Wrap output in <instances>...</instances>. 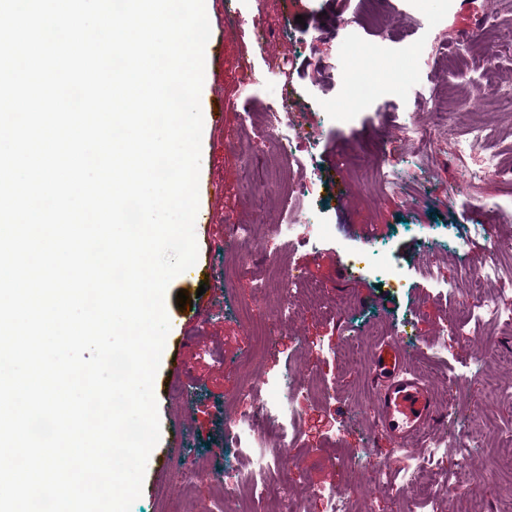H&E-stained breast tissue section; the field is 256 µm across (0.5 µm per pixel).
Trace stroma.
Returning a JSON list of instances; mask_svg holds the SVG:
<instances>
[{
  "mask_svg": "<svg viewBox=\"0 0 512 512\" xmlns=\"http://www.w3.org/2000/svg\"><path fill=\"white\" fill-rule=\"evenodd\" d=\"M376 7L389 27L371 20L365 0H236L245 35L231 46L222 39V0L207 2L205 60L221 57L225 65L220 77L205 73L200 97L197 270L168 286L170 330L153 384L161 438L131 512H239L238 499L222 485L235 463L225 427L229 416L248 409L234 392L252 374L283 393L313 381L318 394L294 402L299 435L279 459L287 488L264 489L249 512H290L298 504L322 512V501L307 493L311 487L344 491L370 512H399L403 503L412 512H512V329L460 323L472 285L457 277L460 267L478 260L500 268L501 280L484 291L512 305V254L494 249L495 241L512 237V191L491 180L470 198L455 196L461 160L398 132L409 121L427 124L429 99L450 90L457 104L448 114L449 138L480 126L489 133L486 151L512 159V107L467 103L489 71L499 91L512 94V51L489 52L472 36L487 14L512 31V0H377ZM259 17L266 22L260 41L253 32ZM432 18L441 23L438 38L448 56L411 59L404 80L394 81L402 53L427 40ZM323 28L356 30L376 58L346 60L336 38L317 39ZM240 56L254 69L255 83H243L234 68ZM284 57L286 75L276 69ZM348 69L374 82L377 99L339 120L329 107L341 104L336 77ZM285 96L301 142L287 159L271 155L262 137ZM309 178L316 182L313 198H285L284 187ZM228 210L253 232L226 239ZM310 212L326 223L324 237L304 247L281 235V225L304 223ZM280 265L303 282L271 287ZM347 267L355 278L344 275ZM181 292L186 302H179ZM252 321L272 325L276 334L246 369ZM391 336L407 346L412 369L427 378L440 411H457L411 445L452 434L471 443L475 453L463 466L467 494L429 492L455 481L462 466L454 451L428 461L421 481L411 482L416 458L393 450L378 428L371 362L378 343ZM366 450L390 463L396 489L369 486L344 470L346 459ZM185 466L192 481L181 476Z\"/></svg>",
  "mask_w": 512,
  "mask_h": 512,
  "instance_id": "1",
  "label": "stroma"
}]
</instances>
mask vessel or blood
Wrapping results in <instances>:
<instances>
[{"label":"vessel or blood","mask_w":512,"mask_h":512,"mask_svg":"<svg viewBox=\"0 0 512 512\" xmlns=\"http://www.w3.org/2000/svg\"><path fill=\"white\" fill-rule=\"evenodd\" d=\"M409 358L407 349L393 338L379 347L372 362L375 378L381 383L377 404L380 428L398 445L440 418L433 394L409 369Z\"/></svg>","instance_id":"obj_1"}]
</instances>
